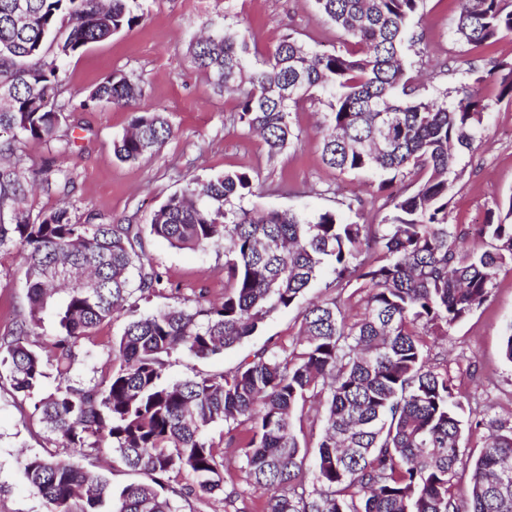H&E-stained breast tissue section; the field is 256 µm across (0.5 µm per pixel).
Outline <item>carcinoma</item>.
Segmentation results:
<instances>
[{
    "instance_id": "cac0c4a2",
    "label": "carcinoma",
    "mask_w": 512,
    "mask_h": 512,
    "mask_svg": "<svg viewBox=\"0 0 512 512\" xmlns=\"http://www.w3.org/2000/svg\"><path fill=\"white\" fill-rule=\"evenodd\" d=\"M342 32L338 50L315 51L283 37L262 64L251 37L215 33L190 45L214 88L238 92L233 119L258 132L274 156L298 139L292 108L318 89L328 97L322 160L341 172H371L379 190L422 175L404 197L389 195L382 224L345 222L332 211L306 216L244 206L255 195L246 172L191 179L153 214L147 229L104 224L62 207L33 216L34 190L69 197L73 182L54 157L24 171L28 140L64 154L77 147L62 131L70 102L64 77L45 46L66 27L57 56H69L145 20L141 0H0V250L23 257L28 310L0 334V377L30 397L48 375L55 392L32 417L63 447H102L144 480L115 491L56 454L24 460L25 477L49 512H196L193 501L221 496L224 512H247L244 491L224 480V449L244 457L264 512H512V426L489 436L469 462L470 492L453 491L465 433L461 392L430 364L431 336H446L490 295L497 267L512 263V196L474 229L449 221L460 177L454 149L473 147L493 100L457 90L453 104L426 99L405 78L403 47L420 0H315ZM456 35L491 45L512 35V0H458ZM476 66L491 78L496 101L512 99V64ZM142 89L123 73L103 77L80 103L127 108L129 130L113 142L122 162L157 151L174 131L159 112L139 106ZM171 247L224 246V300L171 306L148 315L146 299L162 273L144 236ZM333 287L366 292L350 319L338 297L302 310L299 345L270 340L228 373L172 382L169 358H209L253 335L274 313L297 304L323 265ZM52 308L58 333L37 345ZM125 315L112 342L117 366L88 386L70 379L84 342ZM316 399L325 414L314 453L293 432L294 412ZM227 426V438L209 430ZM312 457V490L305 461ZM186 472L192 483H172ZM183 505H178V502Z\"/></svg>"
}]
</instances>
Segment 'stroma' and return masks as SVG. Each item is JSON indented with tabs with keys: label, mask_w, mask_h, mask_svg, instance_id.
Masks as SVG:
<instances>
[{
	"label": "stroma",
	"mask_w": 512,
	"mask_h": 512,
	"mask_svg": "<svg viewBox=\"0 0 512 512\" xmlns=\"http://www.w3.org/2000/svg\"><path fill=\"white\" fill-rule=\"evenodd\" d=\"M144 8L143 24L61 59L64 96L78 106L70 117L78 146L62 162L74 191L65 199L34 193L29 199L33 213L66 205L76 216L91 210L106 222L144 226L189 179L241 171L251 175L257 188L253 204L263 208L329 210L350 222L383 223L385 210L368 205L356 213L346 207L356 195L368 201L378 197V178L342 173L321 160L319 125L327 110L323 95L314 94L290 112L289 121L300 140L272 156L258 135L234 123L235 95L214 93L189 54L191 40L216 26L230 33L249 31L258 63L287 34L314 50L339 48L342 34L318 10L315 0H145ZM457 14V0H421L412 19L419 39L406 54V67L409 75L418 77L421 96L454 101L457 88L474 82L470 65L490 56L512 62V36L501 38L488 51L462 42L455 33ZM115 71L139 82L143 105L163 113L174 128L158 151L132 164L117 161L112 148L113 140L128 129L130 112L109 104L85 111L79 107L93 86ZM456 166L462 176L451 192L450 221L484 223L490 210L512 196V101L502 100L485 113L479 141L473 150L457 155ZM146 248L163 282L154 296L140 301L142 313L194 306L201 287L208 288L209 299H223V250L176 249L151 238ZM26 309L21 253L15 247L1 250L0 329ZM301 320L300 308L277 312L255 335L223 355L172 356L166 376L181 380L230 371L271 338L294 346ZM124 322V316H115L87 342L88 353L80 357L72 374L74 384H89L110 367L112 340ZM511 324L509 262L497 269L488 300L432 350L433 365L447 370L459 386L466 417L512 426V362L503 352ZM33 405V400L18 399L8 383L0 382V512H47V504L31 492L23 471L24 458L33 454H59L108 478L116 489L136 481V474L120 464L109 465L104 458L59 447L54 436L31 419Z\"/></svg>",
	"instance_id": "35a3bbf8"
}]
</instances>
